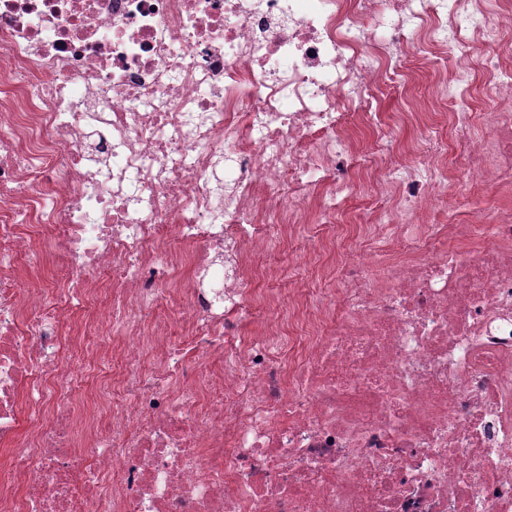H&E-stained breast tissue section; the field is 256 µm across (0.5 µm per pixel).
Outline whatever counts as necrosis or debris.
<instances>
[{
  "label": "necrosis or debris",
  "mask_w": 512,
  "mask_h": 512,
  "mask_svg": "<svg viewBox=\"0 0 512 512\" xmlns=\"http://www.w3.org/2000/svg\"><path fill=\"white\" fill-rule=\"evenodd\" d=\"M511 35L512 0H0V512H512V206L449 189L512 181ZM445 54L449 111L398 120L459 172L362 138ZM358 182L337 238L310 203ZM443 61H426L421 65H409L400 72L396 83L385 86L371 112H384L386 123L393 124L392 113L407 110L412 102L433 97L431 73ZM474 80L470 84L469 96L471 99L473 112L476 113L477 120L483 119V114L489 110V100L486 94L487 76L477 65L474 67ZM449 189L459 197V219H464L474 210L490 213L512 201V186L502 189H470L464 183L458 182Z\"/></svg>",
  "instance_id": "1"
}]
</instances>
